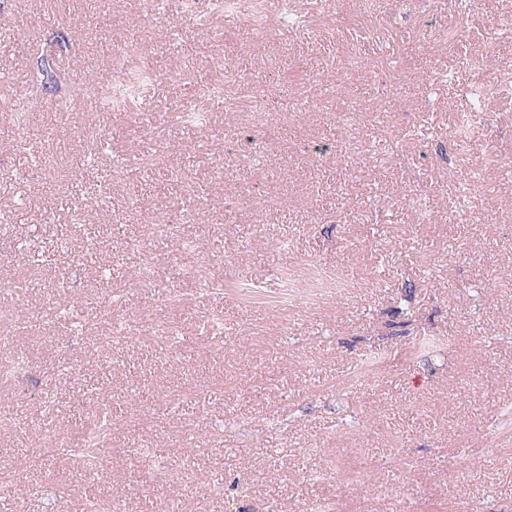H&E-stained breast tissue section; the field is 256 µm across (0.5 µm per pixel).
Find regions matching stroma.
Here are the masks:
<instances>
[{"instance_id": "1", "label": "stroma", "mask_w": 512, "mask_h": 512, "mask_svg": "<svg viewBox=\"0 0 512 512\" xmlns=\"http://www.w3.org/2000/svg\"><path fill=\"white\" fill-rule=\"evenodd\" d=\"M302 2L307 29L262 39L220 14L147 19L142 0H0V77L18 99L43 49L84 86L120 64L116 41L143 42L154 73L129 114L50 96L26 133L0 121V213L36 218L0 225V249L14 250L0 275L23 282L0 291V330L10 312L43 315L24 350L57 404L50 421L39 399L0 389V415L25 421L0 431V466L47 424L76 432L103 409L114 421L107 478L54 457L28 476L64 512L89 498L118 512H309L327 497L361 512L364 495L394 487L405 512H512V445L498 442L512 434V0ZM213 85L230 104L210 109ZM472 86L496 109L474 113L480 137L463 142L448 128ZM193 110L205 133L183 122ZM84 126L95 140L71 136ZM245 128L242 156L227 145ZM146 155L132 174L120 163ZM453 179L475 197L460 213ZM187 205L184 251L157 226ZM62 225L88 248L67 275L52 243ZM298 258L337 270L346 291L281 306ZM65 282L84 298L73 318L133 323L148 298L176 331L91 353L51 320ZM423 333L443 339L440 355L410 356ZM375 352L389 367L342 385ZM184 384L193 403L171 406L167 388ZM141 409L153 428L125 427ZM465 447L489 449L487 465L449 474Z\"/></svg>"}]
</instances>
